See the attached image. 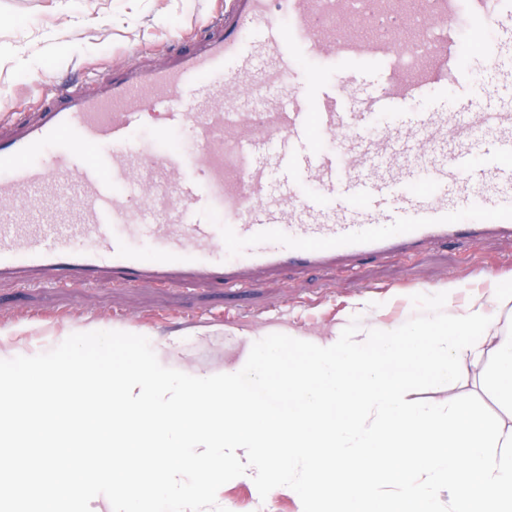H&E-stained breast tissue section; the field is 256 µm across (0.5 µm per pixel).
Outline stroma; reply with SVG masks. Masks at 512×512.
Here are the masks:
<instances>
[{"mask_svg": "<svg viewBox=\"0 0 512 512\" xmlns=\"http://www.w3.org/2000/svg\"><path fill=\"white\" fill-rule=\"evenodd\" d=\"M474 0H458L455 36L464 45L457 74L422 98L391 104L394 114L494 108L512 111V24L485 28L471 46ZM224 0H0V123L20 119L24 105L45 93L107 79L129 65L155 67L186 50L192 35ZM498 49L488 60L483 45ZM512 272V240H459L422 256L359 259L326 270H285L246 288L129 287L120 282L88 288L0 283V351L34 356L73 333L116 330L146 336L169 365L210 370L236 363L248 343L271 329L304 340L326 338L352 318L393 330L416 314L412 295L451 286L462 307L487 296L497 276ZM486 360L466 361L458 381L417 392L445 404L474 395L512 426L483 387ZM227 512H301L294 493L260 497L251 475L224 484L217 498Z\"/></svg>", "mask_w": 512, "mask_h": 512, "instance_id": "obj_1", "label": "stroma"}]
</instances>
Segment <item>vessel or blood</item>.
<instances>
[{"label": "vessel or blood", "instance_id": "b4317fda", "mask_svg": "<svg viewBox=\"0 0 512 512\" xmlns=\"http://www.w3.org/2000/svg\"><path fill=\"white\" fill-rule=\"evenodd\" d=\"M490 24L502 0H475ZM454 0H230L164 67L113 73L0 124V282L246 287L283 268L332 269L459 239H512V113L414 112L447 84ZM247 86L252 110L225 107ZM383 63L376 95L312 98L302 55ZM152 124V141L134 131ZM190 133L188 148L164 143ZM336 148L316 151L313 132ZM318 193L303 194L298 176ZM148 241L151 252L133 245Z\"/></svg>", "mask_w": 512, "mask_h": 512}]
</instances>
